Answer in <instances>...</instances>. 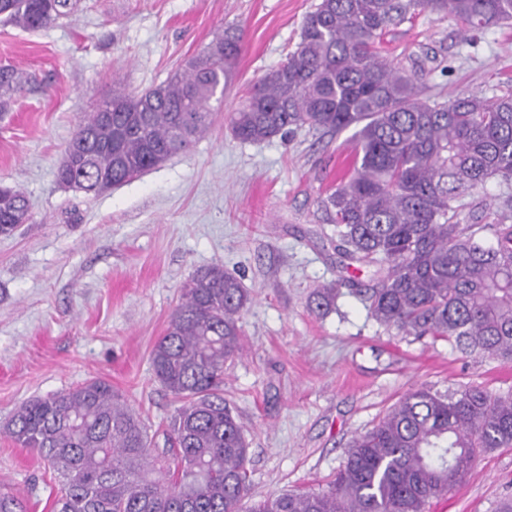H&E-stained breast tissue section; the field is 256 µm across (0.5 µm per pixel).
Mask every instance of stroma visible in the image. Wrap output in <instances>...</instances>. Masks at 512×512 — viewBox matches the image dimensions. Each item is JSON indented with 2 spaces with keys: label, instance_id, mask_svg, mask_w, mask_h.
<instances>
[{
  "label": "stroma",
  "instance_id": "stroma-1",
  "mask_svg": "<svg viewBox=\"0 0 512 512\" xmlns=\"http://www.w3.org/2000/svg\"><path fill=\"white\" fill-rule=\"evenodd\" d=\"M318 0H81L39 30L0 20V65L29 80L0 112V186L21 191L30 218L0 235V490L27 512H54L59 481L4 434L26 402L108 380L159 430L178 406L155 379L150 352L197 270L222 266L250 293L245 352L224 373V396L249 442V496L324 489L351 439L408 391L471 384L512 389V363L467 357L448 342L398 336L359 296L337 311L308 308L342 272L322 206L349 163L351 131L300 130L238 142L216 120L189 152L101 194L59 184L57 167L82 116L112 92L160 84L225 28L243 33L224 110L288 58ZM379 51L428 57L446 98L512 89V27L464 40L452 16L425 13L392 28ZM512 497V447L480 456L426 512H495Z\"/></svg>",
  "mask_w": 512,
  "mask_h": 512
}]
</instances>
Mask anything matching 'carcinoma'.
Instances as JSON below:
<instances>
[{"instance_id":"1","label":"carcinoma","mask_w":512,"mask_h":512,"mask_svg":"<svg viewBox=\"0 0 512 512\" xmlns=\"http://www.w3.org/2000/svg\"><path fill=\"white\" fill-rule=\"evenodd\" d=\"M80 0H0L25 30L74 14ZM452 15L468 37L512 23V0H320L286 62L251 87L224 124L241 143L291 130L336 135L350 127L349 175L324 200L337 250L371 268L357 288L379 325L444 340L469 357L512 361V193L474 199L497 179L512 186V90L493 98L423 96L424 62L381 59L377 40L422 13ZM241 37L228 28L164 82L112 88L77 126L59 183L95 195L186 152L214 125L232 85ZM0 66V111L27 82ZM29 217L24 194L0 187V234ZM341 283L316 289L309 307L336 305ZM250 301L218 265L197 271L151 351L159 383L180 406L167 448L112 384L94 378L21 406L6 433L58 474V512H425L477 458L512 447V390L469 385L402 396L356 435L336 479L321 491L249 501L248 442L224 400V367L242 356L238 326ZM0 512H25L0 491Z\"/></svg>"}]
</instances>
